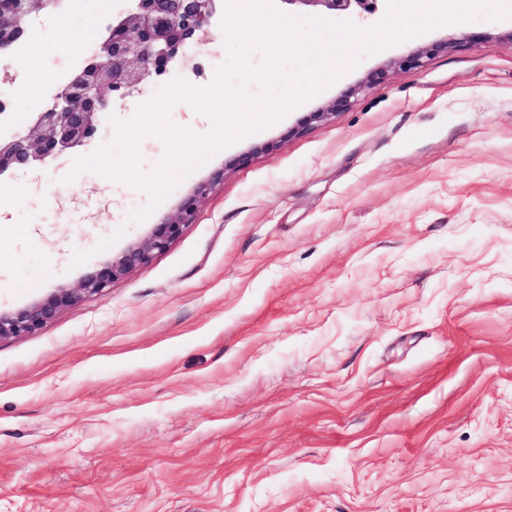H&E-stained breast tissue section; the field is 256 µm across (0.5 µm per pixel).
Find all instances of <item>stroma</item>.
I'll list each match as a JSON object with an SVG mask.
<instances>
[{"instance_id":"35a3bbf8","label":"stroma","mask_w":512,"mask_h":512,"mask_svg":"<svg viewBox=\"0 0 512 512\" xmlns=\"http://www.w3.org/2000/svg\"><path fill=\"white\" fill-rule=\"evenodd\" d=\"M109 4L124 8L71 0L0 63L17 128L97 48ZM212 36L171 75L211 87L228 59ZM342 60L142 222L146 194L71 176L69 156L0 183V307L20 308L254 153L167 251L0 340V512H512V17L478 10ZM363 85H359L358 87H354L349 92L342 94L339 98L334 100L332 104H330L326 109L318 110L315 112H309V114L295 126L291 127L288 130L289 136H296L301 133L305 129L308 128L313 123L321 122L326 120L329 116H333L336 114V109H342L348 107L351 102V98L357 95L362 89Z\"/></svg>"}]
</instances>
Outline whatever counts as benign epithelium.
Here are the masks:
<instances>
[{"label":"benign epithelium","instance_id":"1","mask_svg":"<svg viewBox=\"0 0 512 512\" xmlns=\"http://www.w3.org/2000/svg\"><path fill=\"white\" fill-rule=\"evenodd\" d=\"M218 0H129L128 7L112 19L97 50L60 86L49 102L32 113L28 127L0 135V180L20 172L46 169L58 158L91 144L111 105L140 94L150 79L164 76L168 67L185 58L186 47L211 41L210 27ZM304 12L320 10L335 17L364 11L374 13V0H281ZM64 0H0V59L13 54L31 31L36 18L55 14ZM448 45L433 44L412 52L400 63L420 64ZM361 87L342 94L327 108L309 113L288 130L296 136L313 123L350 105ZM240 155L214 169L206 180L181 198L174 213L163 216L142 240L131 243L112 261L83 277L76 288H57L27 306L0 308V340L27 336L54 320L66 307L98 295L113 281L166 251L196 222L198 203L213 187L224 182L228 170L244 163Z\"/></svg>","mask_w":512,"mask_h":512}]
</instances>
